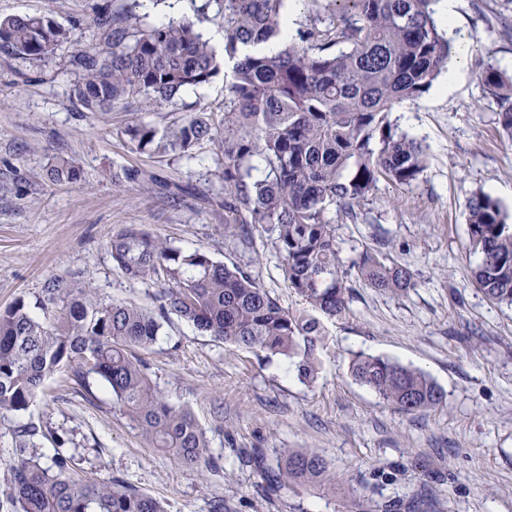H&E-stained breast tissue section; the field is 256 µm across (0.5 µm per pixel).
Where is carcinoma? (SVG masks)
Segmentation results:
<instances>
[{"instance_id": "1", "label": "carcinoma", "mask_w": 512, "mask_h": 512, "mask_svg": "<svg viewBox=\"0 0 512 512\" xmlns=\"http://www.w3.org/2000/svg\"><path fill=\"white\" fill-rule=\"evenodd\" d=\"M216 2L224 25L220 52L190 19L149 24L138 13L142 0H125L116 10L105 5L93 19L104 47L73 56L78 78L71 97L81 111L106 116L141 102L174 105L185 90L224 73V223L235 227L244 250L253 248V229L270 234L289 288L310 310L282 307L237 266L130 229L112 239V261L130 280L160 284L157 310L104 303L89 283L50 288L32 305L17 300L0 312V414L27 411L44 382L68 368L86 388L90 378L101 380L149 447L186 466L214 465L191 413L166 401L130 354L153 346L171 314L217 340L283 357L301 382L315 381L325 346L322 319L342 317L351 295L331 214L355 220L380 182L408 189L424 173L426 148L391 114L448 72L453 46L436 18L438 0H309L306 27L291 36L283 32L289 0ZM69 38L45 14L0 18V51L12 58L40 62ZM270 42L280 43L274 55L262 51ZM480 80L511 142L512 76L488 65ZM212 130L205 113L192 112L164 129L139 120L123 135L138 151L190 158L197 144L213 139ZM48 173L60 184L84 178L67 159L52 162ZM123 179L155 185L142 169L123 170ZM466 249L478 258L473 274L488 298L512 305V224L487 193L469 200ZM352 269L376 290L416 286L408 268L388 265L372 250L362 251ZM350 370L403 412L445 400L427 374L386 357L356 353ZM38 435L34 425L18 426L6 478L14 512H167L123 480L94 483L75 474L66 455L40 456L33 451ZM265 476L272 491L334 487L329 462L309 450L280 449Z\"/></svg>"}]
</instances>
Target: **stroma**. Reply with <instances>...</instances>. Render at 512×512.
Masks as SVG:
<instances>
[{
  "instance_id": "stroma-1",
  "label": "stroma",
  "mask_w": 512,
  "mask_h": 512,
  "mask_svg": "<svg viewBox=\"0 0 512 512\" xmlns=\"http://www.w3.org/2000/svg\"><path fill=\"white\" fill-rule=\"evenodd\" d=\"M0 0V17L46 14L69 30L52 60L0 54V312L17 299L91 281L99 299L152 307L157 283L127 279L109 244L136 228L171 246L207 252L250 272L289 309L306 303L289 288L268 236L254 229L251 250L236 248L224 226L222 156L216 143L194 159L131 149L123 130L142 119L164 128L188 112L224 121V78L183 92L177 106L113 111L103 121L70 96L77 76L68 59L95 44L91 22L103 2ZM149 21L197 20L205 38L223 33L213 0H145ZM512 0H458L448 35L465 50L450 94L431 88L400 104L401 129L427 150V168L407 190L380 182L352 220L334 214L343 270L364 248L408 267L405 293L353 283L345 317L325 321L327 347L316 380L301 383L289 361L216 340L171 317L157 342L134 355L171 404L188 409L219 456L217 469L188 467L149 447L99 380L75 384L70 371L47 379L29 409L0 416V512H12L6 475L15 430H43L37 450L62 448L84 477L127 481L167 503L169 512H512V307L489 300L466 249L468 202L482 191L512 216V146L478 75L489 63L512 74ZM59 157L81 166L83 182L58 186L46 169ZM138 168L159 185L116 183ZM423 370L445 402L411 414L356 382V353ZM274 464L281 448L322 455L334 490L270 491L246 450Z\"/></svg>"
}]
</instances>
